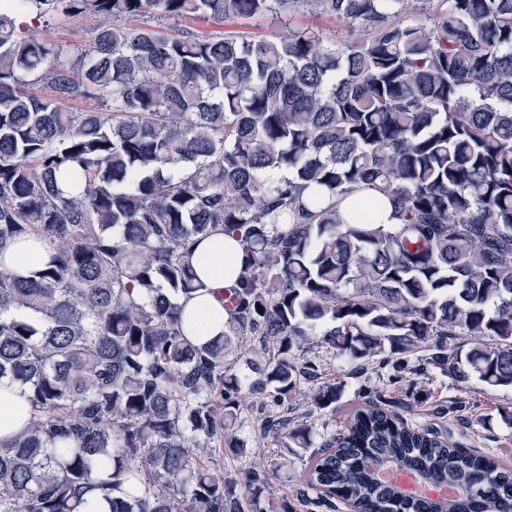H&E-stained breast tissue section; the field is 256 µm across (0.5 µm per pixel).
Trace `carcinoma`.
<instances>
[{"label":"carcinoma","instance_id":"cac0c4a2","mask_svg":"<svg viewBox=\"0 0 512 512\" xmlns=\"http://www.w3.org/2000/svg\"><path fill=\"white\" fill-rule=\"evenodd\" d=\"M301 10L344 35L150 28ZM26 13L91 16L93 37L36 39ZM42 81L50 97L26 90ZM360 189L397 224L347 222L340 203ZM218 227L245 262L224 336L199 348L175 298L204 288L188 244ZM31 235L50 260L29 278L0 268V379L32 407L0 441V512H91L92 492L109 512H263L266 472H243L244 496L220 468L242 450L227 422L245 392L278 403L309 380L316 363L293 351L311 336L398 369L425 346L457 383L512 389V0H0V249ZM254 336L265 356L247 384L235 365ZM267 427L312 447L305 425ZM332 443L304 471L318 499L512 512L511 469L380 395ZM387 466L458 494L406 492L379 480Z\"/></svg>","mask_w":512,"mask_h":512}]
</instances>
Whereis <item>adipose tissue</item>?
I'll list each match as a JSON object with an SVG mask.
<instances>
[{
	"instance_id": "adipose-tissue-1",
	"label": "adipose tissue",
	"mask_w": 512,
	"mask_h": 512,
	"mask_svg": "<svg viewBox=\"0 0 512 512\" xmlns=\"http://www.w3.org/2000/svg\"><path fill=\"white\" fill-rule=\"evenodd\" d=\"M51 250L37 239L14 242L0 249V265L28 276L49 261ZM205 289L184 300L183 327L187 338L201 345L224 333L228 314L224 291L236 286L245 255L237 240L223 231L196 237L188 255ZM31 405L25 389L18 383L0 381V439L12 438L28 421Z\"/></svg>"
}]
</instances>
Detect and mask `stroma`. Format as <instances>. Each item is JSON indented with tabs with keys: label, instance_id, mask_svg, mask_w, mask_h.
<instances>
[{
	"label": "stroma",
	"instance_id": "35a3bbf8",
	"mask_svg": "<svg viewBox=\"0 0 512 512\" xmlns=\"http://www.w3.org/2000/svg\"><path fill=\"white\" fill-rule=\"evenodd\" d=\"M290 24L319 27L329 35L339 28L329 17L309 14L292 17ZM287 25L268 18L224 23L184 20L180 23L181 28L187 30L205 33L240 31L254 38L285 31ZM295 356L301 362L318 358L320 381L339 382L341 394L332 411L312 406L309 390L305 387L279 404L266 397L248 396L246 404L238 411L233 431L243 440L244 452L237 457L224 458V474L237 479L242 469H267L268 483L261 501L264 512H281L282 501L296 497L309 458L308 452L302 450L286 453L273 435L263 431L261 418L270 410L292 422H307L314 448H325L333 435L342 429L351 408L379 393L385 400L411 404V411L405 414L410 424L435 428L447 435L456 447L494 455L504 463L512 464V425L504 422L500 415L502 408L512 406L510 390L491 391L476 380L458 384L436 370H422L426 356L422 350L408 357L403 377L399 380L394 377L392 364L384 362L382 357L351 363L329 353L313 340L306 341ZM417 393L426 398L419 406L413 403Z\"/></svg>",
	"mask_w": 512,
	"mask_h": 512
}]
</instances>
